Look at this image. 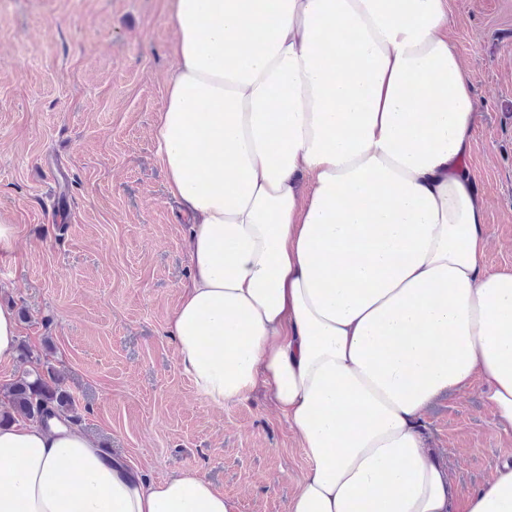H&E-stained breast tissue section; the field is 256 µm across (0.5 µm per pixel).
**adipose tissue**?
I'll return each instance as SVG.
<instances>
[{
    "instance_id": "1",
    "label": "adipose tissue",
    "mask_w": 512,
    "mask_h": 512,
    "mask_svg": "<svg viewBox=\"0 0 512 512\" xmlns=\"http://www.w3.org/2000/svg\"><path fill=\"white\" fill-rule=\"evenodd\" d=\"M452 0H171L157 115L192 274L166 331L215 407L264 388L309 467L288 512H456L424 444L484 385L512 434V272L485 264ZM0 512H239L68 422L0 427ZM466 512H512V463Z\"/></svg>"
}]
</instances>
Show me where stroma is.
Here are the masks:
<instances>
[{
  "mask_svg": "<svg viewBox=\"0 0 512 512\" xmlns=\"http://www.w3.org/2000/svg\"><path fill=\"white\" fill-rule=\"evenodd\" d=\"M471 73L464 163L485 263L512 270V0H453ZM170 0H0V302L64 378L81 429L148 479L192 472L239 512H287L309 461L263 390L214 408L165 332L189 281V222L167 192L156 118L173 73ZM425 443L469 492L512 460L480 384L438 396Z\"/></svg>",
  "mask_w": 512,
  "mask_h": 512,
  "instance_id": "obj_1",
  "label": "stroma"
}]
</instances>
